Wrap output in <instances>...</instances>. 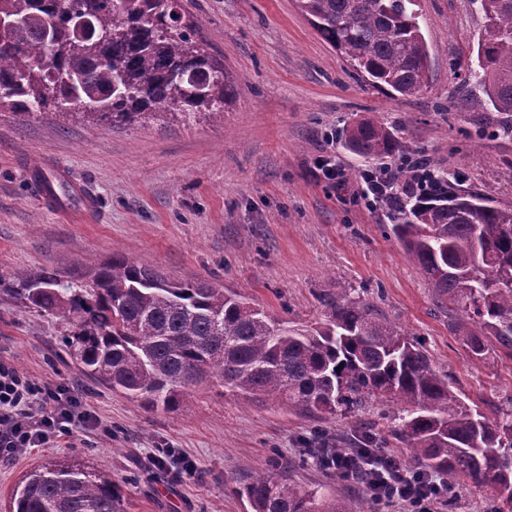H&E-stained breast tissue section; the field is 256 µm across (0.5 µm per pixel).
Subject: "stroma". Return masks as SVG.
I'll return each instance as SVG.
<instances>
[{
    "label": "stroma",
    "mask_w": 512,
    "mask_h": 512,
    "mask_svg": "<svg viewBox=\"0 0 512 512\" xmlns=\"http://www.w3.org/2000/svg\"><path fill=\"white\" fill-rule=\"evenodd\" d=\"M417 10L432 85L415 96L393 98L359 78L297 0H181L180 25L234 85L223 117L102 128L75 113L23 118L0 107V272L80 274L120 253L170 278L223 285L299 327L321 320L325 298L346 289L422 338L455 391L504 403L512 360L471 361L448 327L454 313L391 233L389 204L370 209L357 197L367 164L344 144V128L377 116L408 152L512 203V113L490 109L465 79L482 19L470 0H417ZM323 157L344 169V186L320 177ZM58 167L93 196L92 209L67 204L60 184L58 203L43 199L29 173ZM70 329L0 295V357L37 381L72 386L99 422L0 459V512L27 471L63 455L110 473L123 512H247L235 489L258 472L335 496L349 512H377L363 488L306 449L319 427L352 439L375 410L321 423L211 379L190 388L184 407L154 411L85 375L63 349ZM155 448L178 449L195 476L157 469Z\"/></svg>",
    "instance_id": "35a3bbf8"
}]
</instances>
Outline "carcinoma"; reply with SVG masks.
<instances>
[{"label":"carcinoma","instance_id":"cac0c4a2","mask_svg":"<svg viewBox=\"0 0 512 512\" xmlns=\"http://www.w3.org/2000/svg\"><path fill=\"white\" fill-rule=\"evenodd\" d=\"M313 26L357 74L386 94L429 88L431 54L415 0H298ZM484 19L465 79L482 86L496 112H512V0H472ZM104 41L79 38L56 0H0V12L23 23L15 42H0V106L45 115L64 102L108 107L86 116L100 127L131 125L148 111L224 113L234 88L188 30L178 28V0H72ZM181 69L185 80L170 72ZM347 146L368 160L403 148L373 116L345 131ZM391 231L438 301L464 329L474 361L501 352L512 359V205L472 190L435 189L409 204ZM0 294L41 315H62L63 338L85 372L152 410L175 411L187 390L212 377L248 401L278 399L319 421L375 400L400 405L383 415L414 469L439 472L452 487L472 485L512 503V406L468 404L430 366L421 343L374 307L348 298L325 301V319L297 327L207 280H173L123 254L67 278L59 270L0 274ZM307 444L332 453L320 430ZM385 445L374 429L359 448ZM248 512H348L345 504L290 481L256 475L236 488ZM8 512H121L112 477L76 459L31 469L10 495Z\"/></svg>","mask_w":512,"mask_h":512}]
</instances>
